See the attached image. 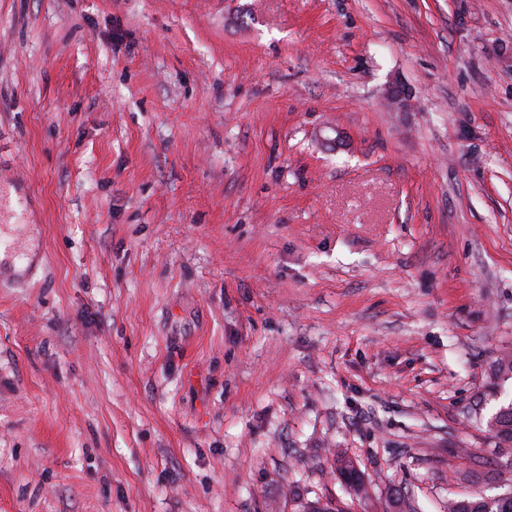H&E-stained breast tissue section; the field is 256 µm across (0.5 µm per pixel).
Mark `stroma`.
<instances>
[{"mask_svg": "<svg viewBox=\"0 0 512 512\" xmlns=\"http://www.w3.org/2000/svg\"><path fill=\"white\" fill-rule=\"evenodd\" d=\"M4 237L0 512L512 491V0H0ZM500 407L498 412L488 421L487 426L495 436L500 440L501 444L512 443V401L507 407Z\"/></svg>", "mask_w": 512, "mask_h": 512, "instance_id": "1", "label": "stroma"}]
</instances>
